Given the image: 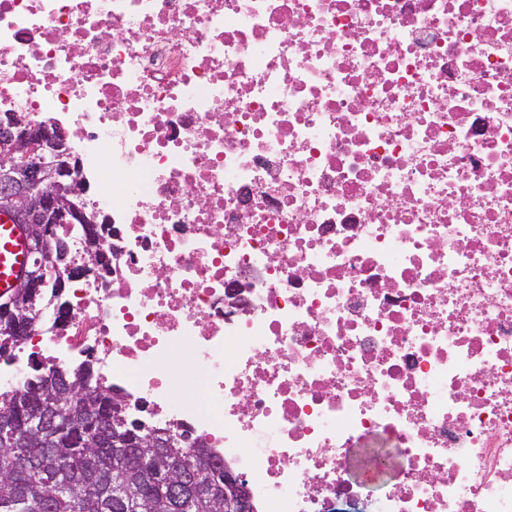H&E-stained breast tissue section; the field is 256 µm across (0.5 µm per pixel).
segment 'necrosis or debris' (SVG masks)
I'll list each match as a JSON object with an SVG mask.
<instances>
[{
  "label": "necrosis or debris",
  "mask_w": 512,
  "mask_h": 512,
  "mask_svg": "<svg viewBox=\"0 0 512 512\" xmlns=\"http://www.w3.org/2000/svg\"><path fill=\"white\" fill-rule=\"evenodd\" d=\"M4 112L107 270L1 391L89 365L256 512H512V0H0Z\"/></svg>",
  "instance_id": "obj_1"
}]
</instances>
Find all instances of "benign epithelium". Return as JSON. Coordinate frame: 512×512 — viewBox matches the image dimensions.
Masks as SVG:
<instances>
[{"label":"benign epithelium","instance_id":"1","mask_svg":"<svg viewBox=\"0 0 512 512\" xmlns=\"http://www.w3.org/2000/svg\"><path fill=\"white\" fill-rule=\"evenodd\" d=\"M81 160L52 127L32 126L25 117L8 113L0 120V214L21 225L30 248V262L13 290L0 297V323L22 343L35 330L28 316L30 304L46 285L45 271L53 260L50 240L59 224H88L72 198L83 190L79 179ZM87 260L65 267L67 280L100 275L104 251L100 237L88 234ZM56 385L90 401L96 392L79 380L61 375ZM224 507L232 512H253L245 479L232 472L224 477Z\"/></svg>","mask_w":512,"mask_h":512}]
</instances>
